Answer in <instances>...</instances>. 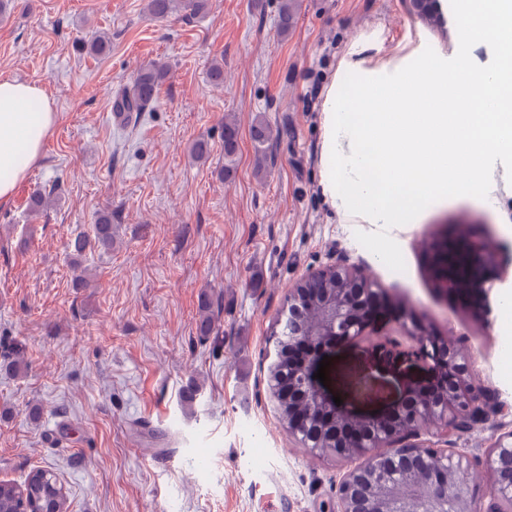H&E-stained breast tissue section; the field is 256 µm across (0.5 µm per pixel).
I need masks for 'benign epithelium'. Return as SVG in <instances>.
<instances>
[{"instance_id": "1", "label": "benign epithelium", "mask_w": 512, "mask_h": 512, "mask_svg": "<svg viewBox=\"0 0 512 512\" xmlns=\"http://www.w3.org/2000/svg\"><path fill=\"white\" fill-rule=\"evenodd\" d=\"M490 256L485 249L471 247L469 262L459 269L434 261L435 274L446 284L461 288H484L483 271ZM338 288L321 287L323 271L307 276L290 289L287 314L301 321L308 300L321 301L322 315L315 327L298 325L288 346L275 350L271 368L288 359L293 372L288 375L284 394L295 405L294 426L308 417L320 424L317 442L304 448L314 454L338 459H356L358 464L342 476L336 496V512H407V505L419 504L426 512H469L471 490L467 483L469 459L447 448H428L414 442L420 426L433 425L434 434L448 438L480 424L498 412L494 399L477 392L469 368L454 345L442 340L435 352L426 350L427 339L421 319L408 314L395 323L389 336L414 347L420 369L426 378L413 383L388 415H356L346 403L336 405L334 398L349 392L345 374L331 372L327 384L314 378L323 361L319 344L348 339L371 345L380 332L374 326L377 313L368 304L383 301L379 290L351 268L337 266ZM442 368L451 380L435 394L427 376ZM358 420L362 426L348 429L345 424ZM486 466L493 471L496 484L486 512H512V432L498 438L489 448Z\"/></svg>"}]
</instances>
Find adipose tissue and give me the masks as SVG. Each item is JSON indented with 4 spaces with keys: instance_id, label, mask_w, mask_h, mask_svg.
Instances as JSON below:
<instances>
[{
    "instance_id": "adipose-tissue-1",
    "label": "adipose tissue",
    "mask_w": 512,
    "mask_h": 512,
    "mask_svg": "<svg viewBox=\"0 0 512 512\" xmlns=\"http://www.w3.org/2000/svg\"><path fill=\"white\" fill-rule=\"evenodd\" d=\"M39 111H32V103ZM57 120L42 88L18 79H0V204L7 203L29 169L42 157Z\"/></svg>"
}]
</instances>
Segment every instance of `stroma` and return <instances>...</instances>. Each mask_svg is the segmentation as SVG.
Segmentation results:
<instances>
[{
	"label": "stroma",
	"instance_id": "stroma-1",
	"mask_svg": "<svg viewBox=\"0 0 512 512\" xmlns=\"http://www.w3.org/2000/svg\"><path fill=\"white\" fill-rule=\"evenodd\" d=\"M281 0H209L205 13L150 17L145 0H8L0 12V78L40 85L57 112L43 158L0 205V479L53 470L70 512H333L346 466L285 430L267 389L265 358L288 291L311 272L347 264L382 292L389 316L417 312L467 353L474 385L503 410L449 437L471 460L472 512H485L495 476L483 458L512 432V374L498 341L512 317V183L495 164L494 206L468 196L437 202L391 229L405 261L381 265L355 234L371 218L323 193L325 88L341 59L395 61L432 47L454 55L456 24L419 18L410 0H297L279 34ZM108 33L102 55L86 50ZM224 82L212 84V59ZM168 74L137 124L118 128L111 98L138 69ZM239 148L229 177L223 124ZM278 135L255 166L254 126ZM208 139L207 161L189 147ZM53 189L41 214L36 190ZM112 216L108 253L73 267L68 245ZM488 247L481 305L444 289L430 256L444 238ZM87 286L76 287L77 271ZM221 296L215 334H197L203 296ZM22 351L27 370L7 364ZM352 380L373 377L388 404L420 374L410 357L353 343L329 354ZM39 417H31V410Z\"/></svg>",
	"mask_w": 512,
	"mask_h": 512
}]
</instances>
